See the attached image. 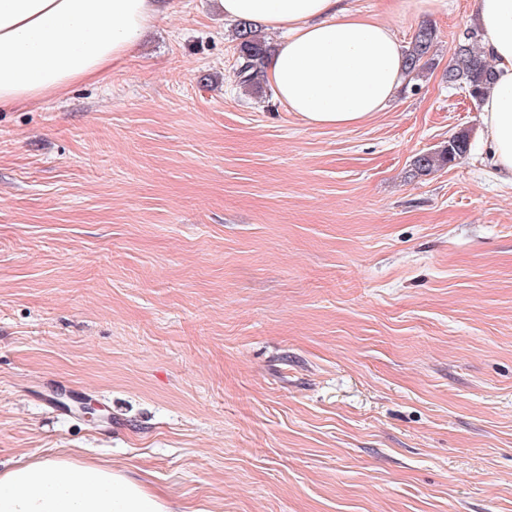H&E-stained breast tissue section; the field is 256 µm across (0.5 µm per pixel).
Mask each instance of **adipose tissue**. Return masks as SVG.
Here are the masks:
<instances>
[{"label": "adipose tissue", "mask_w": 512, "mask_h": 512, "mask_svg": "<svg viewBox=\"0 0 512 512\" xmlns=\"http://www.w3.org/2000/svg\"><path fill=\"white\" fill-rule=\"evenodd\" d=\"M225 18L281 32L263 70L276 98L308 125L360 124L406 78L394 27L347 0H216ZM167 10L165 0H0V107L103 79ZM494 80L480 102V147L512 185V0H475ZM0 512H179L127 472L68 456L0 471Z\"/></svg>", "instance_id": "1"}]
</instances>
